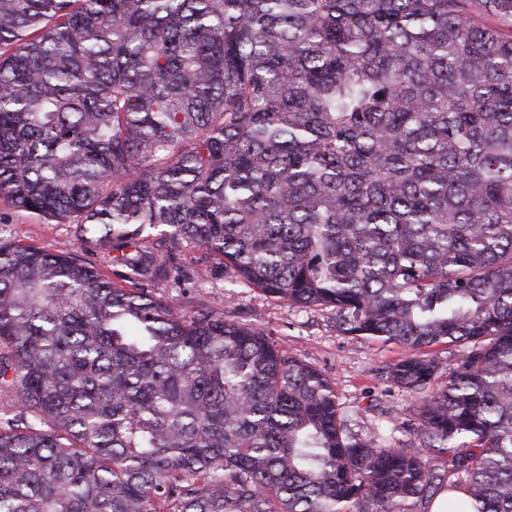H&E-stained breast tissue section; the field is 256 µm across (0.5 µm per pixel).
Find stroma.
<instances>
[{
	"mask_svg": "<svg viewBox=\"0 0 512 512\" xmlns=\"http://www.w3.org/2000/svg\"><path fill=\"white\" fill-rule=\"evenodd\" d=\"M0 236L17 237L55 253L75 248L67 225L12 212L0 224ZM207 265L209 272L203 280L162 285L159 294L176 299L186 311L220 308L225 319L270 331L280 349L312 365L332 382L355 434H366L378 423L397 427L415 418L420 403L417 394L387 378L389 366L402 355L398 345L346 336L337 328L333 311L267 298L232 281L217 259H209Z\"/></svg>",
	"mask_w": 512,
	"mask_h": 512,
	"instance_id": "stroma-1",
	"label": "stroma"
}]
</instances>
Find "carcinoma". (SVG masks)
Listing matches in <instances>:
<instances>
[{"label":"carcinoma","mask_w":512,"mask_h":512,"mask_svg":"<svg viewBox=\"0 0 512 512\" xmlns=\"http://www.w3.org/2000/svg\"><path fill=\"white\" fill-rule=\"evenodd\" d=\"M0 204L79 246L0 237V512H512V0H0ZM189 250L398 344L442 465Z\"/></svg>","instance_id":"obj_1"}]
</instances>
